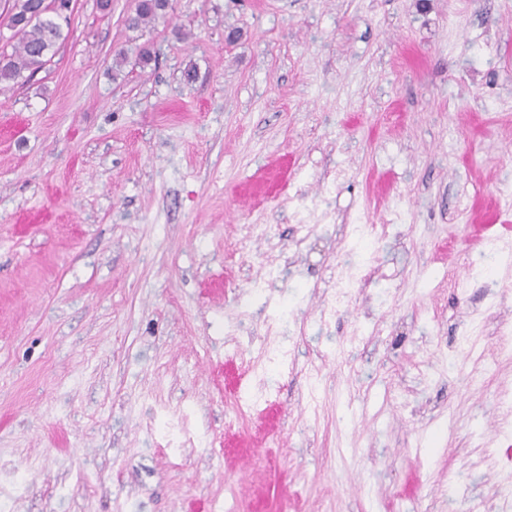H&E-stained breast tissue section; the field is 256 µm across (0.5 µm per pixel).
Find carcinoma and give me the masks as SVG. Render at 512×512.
Here are the masks:
<instances>
[{"label":"carcinoma","mask_w":512,"mask_h":512,"mask_svg":"<svg viewBox=\"0 0 512 512\" xmlns=\"http://www.w3.org/2000/svg\"><path fill=\"white\" fill-rule=\"evenodd\" d=\"M42 0H12L13 18L19 24L14 31L17 43L13 51L0 53V88L18 83L23 72L35 73L40 70L47 58L54 55L59 42L66 39L60 24L45 16L31 20L34 7ZM170 0H142L136 13L128 19V27L137 29L154 22L165 14Z\"/></svg>","instance_id":"carcinoma-1"}]
</instances>
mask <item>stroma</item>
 Masks as SVG:
<instances>
[{"label":"stroma","instance_id":"35a3bbf8","mask_svg":"<svg viewBox=\"0 0 512 512\" xmlns=\"http://www.w3.org/2000/svg\"><path fill=\"white\" fill-rule=\"evenodd\" d=\"M135 5L0 90V512H500L512 0ZM137 6L136 13L128 19V27L137 29L149 25L159 16L165 14L169 8L170 0H141Z\"/></svg>","mask_w":512,"mask_h":512}]
</instances>
